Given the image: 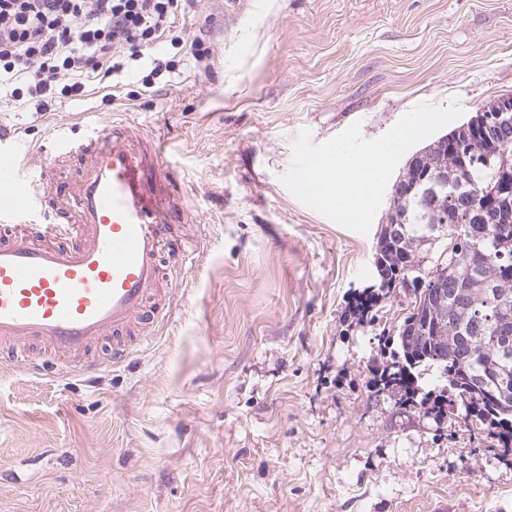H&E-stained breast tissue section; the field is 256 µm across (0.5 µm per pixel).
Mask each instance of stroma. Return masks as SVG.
Masks as SVG:
<instances>
[{
    "label": "stroma",
    "instance_id": "obj_1",
    "mask_svg": "<svg viewBox=\"0 0 512 512\" xmlns=\"http://www.w3.org/2000/svg\"><path fill=\"white\" fill-rule=\"evenodd\" d=\"M176 24L209 71L164 37L179 71L152 89L132 63L46 112L0 93L25 178L59 130L126 120L165 141L192 218L171 315L123 363L34 375L0 349V512H512L495 436L370 386L412 307L350 309L387 205L362 235L280 181L301 130L375 140L423 103L512 95V0H193Z\"/></svg>",
    "mask_w": 512,
    "mask_h": 512
}]
</instances>
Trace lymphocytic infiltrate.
I'll list each match as a JSON object with an SVG mask.
<instances>
[{
	"label": "lymphocytic infiltrate",
	"instance_id": "f902f5d3",
	"mask_svg": "<svg viewBox=\"0 0 512 512\" xmlns=\"http://www.w3.org/2000/svg\"><path fill=\"white\" fill-rule=\"evenodd\" d=\"M189 0H0V85L12 97L47 111L46 95L83 96L123 72V59L160 67L152 53L163 37L188 42L195 63L209 50L177 34Z\"/></svg>",
	"mask_w": 512,
	"mask_h": 512
}]
</instances>
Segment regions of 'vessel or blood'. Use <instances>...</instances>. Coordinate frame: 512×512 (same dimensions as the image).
Instances as JSON below:
<instances>
[{"label": "vessel or blood", "mask_w": 512, "mask_h": 512, "mask_svg": "<svg viewBox=\"0 0 512 512\" xmlns=\"http://www.w3.org/2000/svg\"><path fill=\"white\" fill-rule=\"evenodd\" d=\"M66 156L83 169L50 203L49 174L23 186L16 148H0V341L78 355L108 339L119 363L143 343L144 315H168L158 286L187 255L175 230L187 199L161 140L138 127L111 120L57 135L50 159Z\"/></svg>", "instance_id": "b4317fda"}]
</instances>
